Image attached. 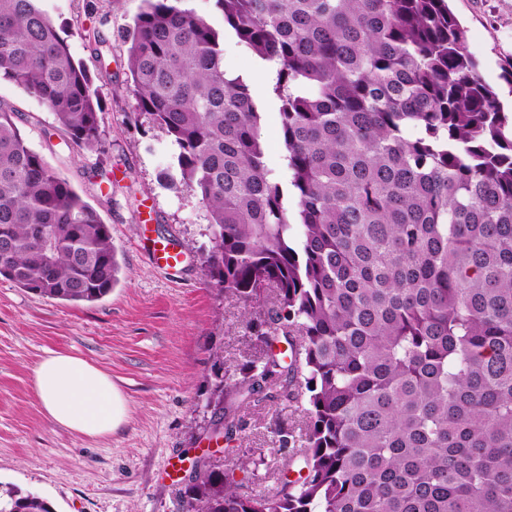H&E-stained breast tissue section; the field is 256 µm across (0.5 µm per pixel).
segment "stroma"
<instances>
[{
  "label": "stroma",
  "instance_id": "stroma-1",
  "mask_svg": "<svg viewBox=\"0 0 512 512\" xmlns=\"http://www.w3.org/2000/svg\"><path fill=\"white\" fill-rule=\"evenodd\" d=\"M66 26L74 58L82 62L107 103L103 152H87L55 135L48 162L96 207L112 234L120 265L112 292L94 303L43 299L0 278V485L46 499L55 512H181L182 460L208 454L221 465L246 453L269 468L285 457L270 429L273 407L249 403L233 448L211 440L205 403L217 372L238 373L258 346L244 305L212 286L202 267L209 245L206 211L190 189L167 187L159 176L175 168V149L160 133L135 127L123 32L141 0H39ZM464 26L483 79L512 107V0H449ZM98 28L109 47L95 55L84 37ZM224 67L246 73L264 98L265 161L282 172L279 102L266 96L252 52L224 45ZM0 106L17 112L30 146L41 148L52 113L22 88L0 82ZM106 175L89 178L95 165ZM111 200H104V190ZM175 242L183 254L175 270L156 268L143 252L144 236ZM52 352L82 357L106 372L123 393L127 420L112 435L86 437L50 423L31 386V371Z\"/></svg>",
  "mask_w": 512,
  "mask_h": 512
}]
</instances>
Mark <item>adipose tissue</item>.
<instances>
[{"label": "adipose tissue", "instance_id": "obj_1", "mask_svg": "<svg viewBox=\"0 0 512 512\" xmlns=\"http://www.w3.org/2000/svg\"><path fill=\"white\" fill-rule=\"evenodd\" d=\"M32 389L46 418L71 432L111 434L126 419V401L111 377L84 358L50 353L32 372Z\"/></svg>", "mask_w": 512, "mask_h": 512}]
</instances>
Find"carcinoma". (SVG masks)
Instances as JSON below:
<instances>
[{"label":"carcinoma","mask_w":512,"mask_h":512,"mask_svg":"<svg viewBox=\"0 0 512 512\" xmlns=\"http://www.w3.org/2000/svg\"><path fill=\"white\" fill-rule=\"evenodd\" d=\"M126 30L134 110L206 210V277L254 310L266 352L210 391L231 442L268 401L288 457L272 495L203 456L182 512H512V114L447 0H142ZM232 39L276 65L284 171L224 69ZM73 145L103 107L37 0H0V81ZM0 106V277L94 303L118 282L107 224ZM286 344L274 351L273 343ZM0 512H54L0 489Z\"/></svg>","instance_id":"carcinoma-1"}]
</instances>
